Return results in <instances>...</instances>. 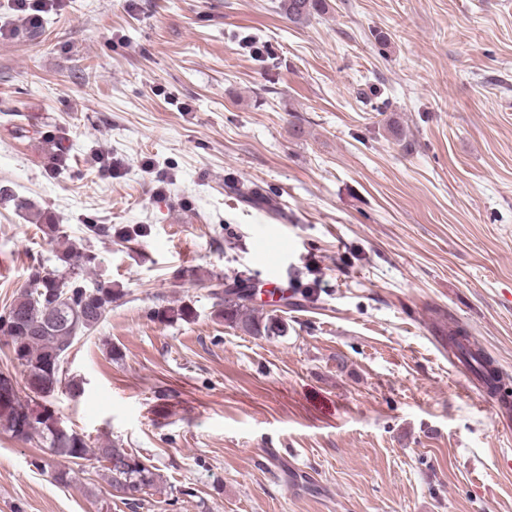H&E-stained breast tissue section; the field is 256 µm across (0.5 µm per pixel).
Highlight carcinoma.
Wrapping results in <instances>:
<instances>
[{"label": "carcinoma", "mask_w": 512, "mask_h": 512, "mask_svg": "<svg viewBox=\"0 0 512 512\" xmlns=\"http://www.w3.org/2000/svg\"><path fill=\"white\" fill-rule=\"evenodd\" d=\"M281 8L295 23H303L328 9L327 0H281ZM235 194L254 206L266 205V197L255 187L241 186ZM48 241L56 245L60 266H32L25 286L0 310V343L7 346L13 361L23 368L25 395L18 388L8 392L0 386V431L18 441L39 440L53 456L75 466L93 455L103 463L111 496L125 505L137 504L141 495L155 485L156 474L143 458L119 443L106 440L92 446L82 433L58 426V417L40 403L65 387L77 394L81 381L66 376L64 364L69 351L83 336L93 332L106 318L112 304L125 296L123 289L93 280L88 269L96 256L73 252L72 243L58 224L39 225ZM84 240L112 238V225H83ZM256 288L252 277L241 272L225 275L213 284V314L224 324L265 339L285 332L280 308L298 307L316 299L314 287L293 288L282 295L279 307L266 311L254 304ZM161 321L189 320L195 316L189 305L160 308Z\"/></svg>", "instance_id": "1"}]
</instances>
